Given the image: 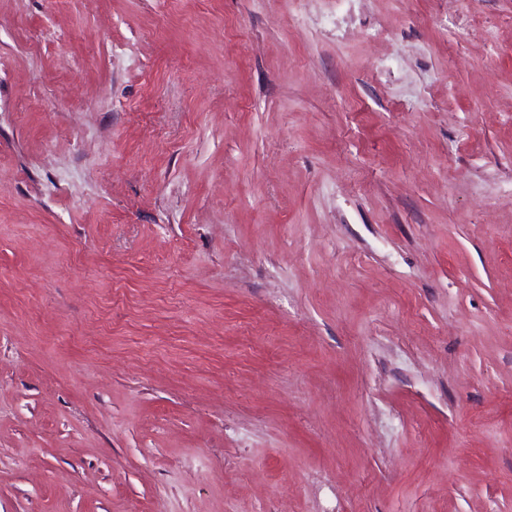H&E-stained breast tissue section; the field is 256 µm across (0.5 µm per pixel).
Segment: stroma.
<instances>
[{
	"label": "stroma",
	"instance_id": "35a3bbf8",
	"mask_svg": "<svg viewBox=\"0 0 512 512\" xmlns=\"http://www.w3.org/2000/svg\"><path fill=\"white\" fill-rule=\"evenodd\" d=\"M0 512H512V0H0Z\"/></svg>",
	"mask_w": 512,
	"mask_h": 512
}]
</instances>
